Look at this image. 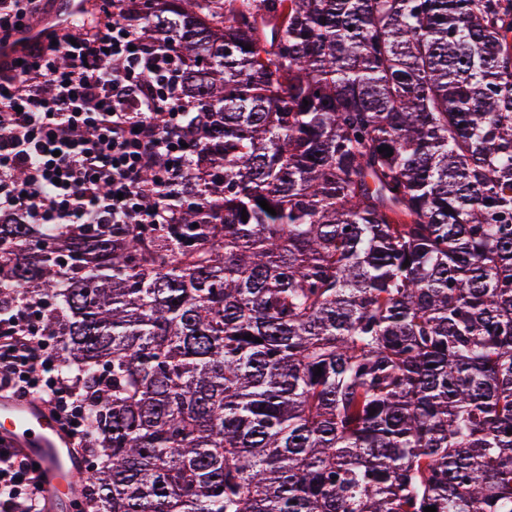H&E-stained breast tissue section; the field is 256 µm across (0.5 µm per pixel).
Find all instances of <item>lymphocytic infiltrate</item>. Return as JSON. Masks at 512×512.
Here are the masks:
<instances>
[{"mask_svg":"<svg viewBox=\"0 0 512 512\" xmlns=\"http://www.w3.org/2000/svg\"><path fill=\"white\" fill-rule=\"evenodd\" d=\"M138 0H105L94 35H56L0 61V214L34 224H168L175 175L190 149L177 129L186 101L172 48L119 21ZM37 304L0 317V391L41 395L86 457L85 412L75 383L56 372ZM0 512H45L34 465L0 454Z\"/></svg>","mask_w":512,"mask_h":512,"instance_id":"1","label":"lymphocytic infiltrate"}]
</instances>
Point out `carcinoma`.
Masks as SVG:
<instances>
[{
  "label": "carcinoma",
  "instance_id": "carcinoma-1",
  "mask_svg": "<svg viewBox=\"0 0 512 512\" xmlns=\"http://www.w3.org/2000/svg\"><path fill=\"white\" fill-rule=\"evenodd\" d=\"M127 18L201 138L174 222L0 217L96 512H512V0Z\"/></svg>",
  "mask_w": 512,
  "mask_h": 512
}]
</instances>
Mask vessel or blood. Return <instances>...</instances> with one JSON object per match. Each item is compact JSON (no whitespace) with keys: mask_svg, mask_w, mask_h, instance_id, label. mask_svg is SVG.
<instances>
[{"mask_svg":"<svg viewBox=\"0 0 512 512\" xmlns=\"http://www.w3.org/2000/svg\"><path fill=\"white\" fill-rule=\"evenodd\" d=\"M89 7V0H59L55 12L43 25L17 34L13 41L0 47V55L14 54L40 37L44 27H74ZM0 444L38 464L48 512H72L80 493V465L69 451L68 438L40 400L0 395Z\"/></svg>","mask_w":512,"mask_h":512,"instance_id":"1","label":"vessel or blood"}]
</instances>
